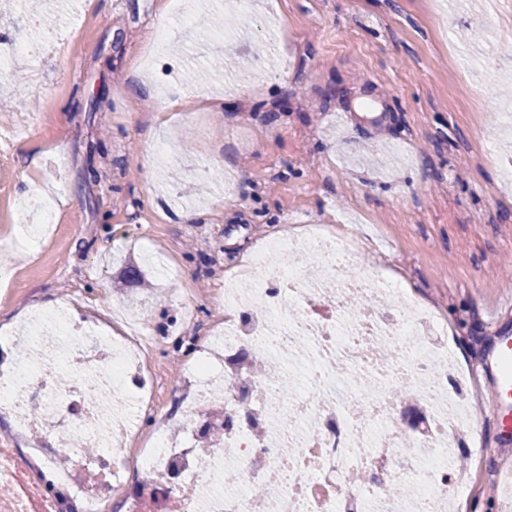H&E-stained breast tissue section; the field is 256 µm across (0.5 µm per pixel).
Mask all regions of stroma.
Here are the masks:
<instances>
[{
  "instance_id": "35a3bbf8",
  "label": "stroma",
  "mask_w": 512,
  "mask_h": 512,
  "mask_svg": "<svg viewBox=\"0 0 512 512\" xmlns=\"http://www.w3.org/2000/svg\"><path fill=\"white\" fill-rule=\"evenodd\" d=\"M158 0H0V31L44 42L42 86L0 77V364L35 305L69 302L76 320L126 318L153 327L159 385L136 413L174 414L195 359L182 303L211 322V255L186 215L200 213L232 272L285 223L338 224L365 245L366 272L434 307L476 375L484 413L464 437L473 484L466 512H500L501 446L486 366L512 331V29L485 0H179L166 45L138 60ZM221 96L208 106L207 95ZM178 100L155 112L154 100ZM350 115L348 124L337 112ZM177 162L161 164L158 145ZM209 170L197 178L195 167ZM41 186L58 221L40 243L15 247L24 195ZM491 211V224L476 223ZM163 254L174 278L122 269Z\"/></svg>"
}]
</instances>
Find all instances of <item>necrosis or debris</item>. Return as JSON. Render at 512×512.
<instances>
[{
	"mask_svg": "<svg viewBox=\"0 0 512 512\" xmlns=\"http://www.w3.org/2000/svg\"><path fill=\"white\" fill-rule=\"evenodd\" d=\"M301 249L314 265L255 257L240 269L249 287L217 291L224 323L206 328L174 396L183 417L218 429L212 444L164 416L148 453L114 442L154 390L146 354L72 322L68 305L36 310L23 341L41 363L0 372V512H448L470 484L450 459L479 417L448 377L444 329L408 300L388 303L394 287L362 272L355 238L314 234ZM407 392L423 430L396 425ZM31 432L49 476L12 445Z\"/></svg>",
	"mask_w": 512,
	"mask_h": 512,
	"instance_id": "necrosis-or-debris-1",
	"label": "necrosis or debris"
}]
</instances>
